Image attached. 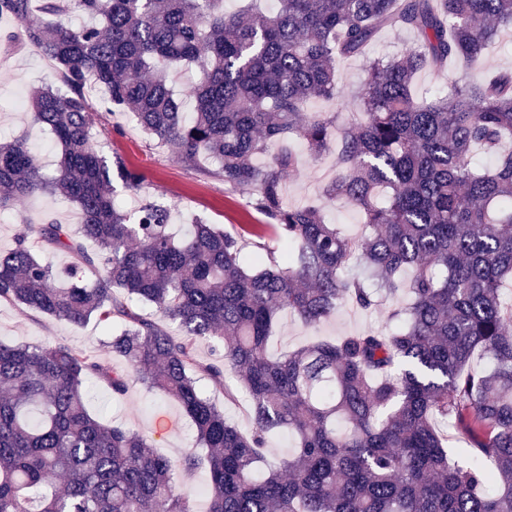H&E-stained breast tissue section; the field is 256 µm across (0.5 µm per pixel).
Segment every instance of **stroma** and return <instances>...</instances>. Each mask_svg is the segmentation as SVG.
I'll list each match as a JSON object with an SVG mask.
<instances>
[{
  "instance_id": "1",
  "label": "stroma",
  "mask_w": 512,
  "mask_h": 512,
  "mask_svg": "<svg viewBox=\"0 0 512 512\" xmlns=\"http://www.w3.org/2000/svg\"><path fill=\"white\" fill-rule=\"evenodd\" d=\"M19 28L15 20L0 19V139L24 137L34 150L45 171H53L59 158V148L52 133L34 122L29 108L12 106L13 97L28 99L31 89L57 80L53 61L40 57L17 39ZM368 61L363 57L341 60L337 65L338 78L345 97L336 100L314 99L305 109L309 112H333L352 109L347 92L358 86L366 75ZM102 91L92 88L91 98L98 108L93 114L91 132L101 153L108 158H120L128 167L138 170L143 180L138 189L116 186L114 197L127 213H135L143 199L171 210L170 229L183 236L190 224H216L225 232L244 237L257 231L266 218L249 204L247 191L226 186L222 179L212 176L209 160L190 166L179 160L167 147L156 144L129 116L105 111L99 101ZM299 163L290 173L285 186L284 201L291 206L308 202L321 205L328 223L339 225L346 233L363 236L368 228L357 209L346 204L325 200L322 189L326 174L333 169V156L312 160L306 144L294 141L291 145ZM69 225L78 230L80 216L77 207L66 199L36 193L19 199L11 209L0 211V250H9L17 235L27 225L44 220ZM388 309L380 307L360 312L343 305L331 320L311 328L288 314H281L269 340V350L278 354L315 340H333L362 331L368 327L388 325ZM103 333L95 322L75 327L23 307L0 303V341L12 344L38 345L63 343L83 347L120 366L119 358L110 356L102 346ZM90 413L102 417L108 424L119 425L152 440L156 451L172 459H180L187 451L194 430L190 419L171 399L142 386H133L122 397L113 395L106 382L90 383L86 391Z\"/></svg>"
}]
</instances>
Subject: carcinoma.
<instances>
[{
    "instance_id": "cac0c4a2",
    "label": "carcinoma",
    "mask_w": 512,
    "mask_h": 512,
    "mask_svg": "<svg viewBox=\"0 0 512 512\" xmlns=\"http://www.w3.org/2000/svg\"><path fill=\"white\" fill-rule=\"evenodd\" d=\"M276 2L226 13L224 0H43L38 15L32 0H0V17L57 64L59 85L36 88L31 109L61 150L46 173L22 139L0 141V210L41 192L82 217L77 234L38 224L0 251V303L115 327L103 346L124 361L0 342V512H194L175 475L197 465L209 473L208 512H512V152H500L512 133V71L477 77L512 28V0ZM68 11L101 25L43 18ZM402 29L415 45L370 61L350 121L304 111L342 93L333 60L364 56L382 31ZM457 58L474 75L414 96L419 72ZM192 65L188 115L170 74ZM90 81L106 90L107 109L130 112L182 162L217 159L224 183L250 191L271 221L280 251L265 248L252 272L240 240L211 224L177 239L168 209L150 200L130 219L114 182L136 189L141 174L92 143ZM295 138L315 160L336 151L324 195L356 207L368 235L326 223L313 204H285ZM477 146L491 169L473 168ZM40 249L73 264L61 273ZM383 301L392 331L267 353L280 312L314 327L344 303L369 311ZM204 340L217 342L205 365ZM477 356L491 369L473 368ZM228 369L249 397L247 433L197 385L203 372L235 401ZM91 378L117 396L133 383L164 393L206 453L175 461L92 416ZM441 424L468 434L466 463L448 461ZM275 429L295 444L269 461Z\"/></svg>"
}]
</instances>
